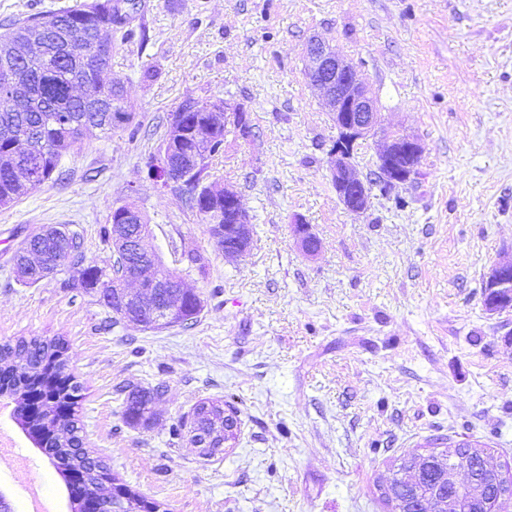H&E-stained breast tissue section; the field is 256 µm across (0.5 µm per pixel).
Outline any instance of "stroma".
Here are the masks:
<instances>
[{"label": "stroma", "mask_w": 512, "mask_h": 512, "mask_svg": "<svg viewBox=\"0 0 512 512\" xmlns=\"http://www.w3.org/2000/svg\"><path fill=\"white\" fill-rule=\"evenodd\" d=\"M108 75L139 125L87 129L60 174L0 209V343L59 337L83 386L86 444L161 512H390L381 489L401 458L467 440L512 471V312L483 303L512 258V0H141ZM319 36L377 99L378 135L353 163L375 168L381 133L419 139L420 184L373 190L362 215L332 185L338 131L306 79ZM188 97L251 115L227 135L212 179L233 185L253 228L242 255L218 249L146 161ZM404 199L395 206L394 197ZM142 213L147 249L204 307L195 325L116 320L68 268L19 281L12 256L35 230L78 234L112 265L114 207ZM319 238L306 256L294 217ZM163 386L150 427L123 415L124 389ZM202 400L230 404L239 440L207 459L185 425ZM29 473L0 462V491L26 512H72L62 475L0 396V437Z\"/></svg>", "instance_id": "35a3bbf8"}]
</instances>
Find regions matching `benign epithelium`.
Instances as JSON below:
<instances>
[{
    "instance_id": "benign-epithelium-1",
    "label": "benign epithelium",
    "mask_w": 512,
    "mask_h": 512,
    "mask_svg": "<svg viewBox=\"0 0 512 512\" xmlns=\"http://www.w3.org/2000/svg\"><path fill=\"white\" fill-rule=\"evenodd\" d=\"M306 51L312 61L306 74L307 80L320 92L339 131V137L330 150V172L336 194L349 212L358 215L365 211L361 202L370 199L373 187L390 190L419 178L424 147L419 140L409 136H389L385 138L378 153L374 177H361L352 164V158L359 141L375 134L377 130V101L359 78L357 66L329 44L312 37L307 41ZM200 110L204 111V120L202 128L195 132L198 148L189 157V162L182 164L175 161L171 152L163 146L149 157V168L156 181L166 190L196 199L198 192L205 187L218 201L224 203V207L232 209L233 223L224 226L214 224L212 228L214 242L219 243L228 236L232 238L231 244L224 250V256L234 257L250 247L249 217L236 189L229 185L215 187L209 180L208 147L214 135L227 126L235 130L237 137L250 139L253 135L251 117L241 107L228 111L227 104L222 101L213 102L203 110L198 101L189 98L169 115L167 141H180L183 116ZM112 221L117 223L112 247L136 252L144 249L143 239L147 230L126 236L124 225L132 223L134 217L124 206L112 209ZM295 227L303 253L316 255L318 250L313 246L310 225L298 219ZM485 285L484 304L489 313L500 314L512 309V259L495 264L486 276ZM106 289L112 292V304L123 320L138 324L142 318L147 317L158 326L172 319L173 301L181 298L185 291L182 281L174 274L160 281L154 279L151 268L145 262L127 272L121 281L106 286ZM211 421L209 427L196 423L190 430L191 441L205 455L223 452L224 447L233 445L238 433V419L228 410L224 411L221 418L213 417ZM479 455L476 445L457 449L454 465L446 469L442 481L462 495L493 496L496 505L501 507L511 504L512 490L499 485L497 475H489L482 487L468 477L469 470L480 463L477 459ZM461 474L465 475V479H459Z\"/></svg>"
}]
</instances>
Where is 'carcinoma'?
Returning a JSON list of instances; mask_svg holds the SVG:
<instances>
[{"instance_id":"carcinoma-1","label":"carcinoma","mask_w":512,"mask_h":512,"mask_svg":"<svg viewBox=\"0 0 512 512\" xmlns=\"http://www.w3.org/2000/svg\"><path fill=\"white\" fill-rule=\"evenodd\" d=\"M113 0H90L72 6L50 10L44 14L24 18L11 24L0 34V158L13 155L27 157L31 167L27 179L16 178L7 164L0 165V207L17 202L30 190L52 179L58 171L60 160L80 138L88 127L99 128L108 133L125 129L133 121V111L124 83H106L104 98L96 102L83 100V85L97 83V77L85 70L83 57L97 50L104 34L118 31L127 25L119 15ZM49 24L42 37L43 50L39 53L21 55L25 33L34 23ZM74 27L82 28L84 39L74 45L65 36ZM19 71L26 75L27 84L24 101L16 100L6 88L5 74ZM209 191L201 192L198 199L200 222L229 224L224 213L209 218L203 213L211 209V202L205 199ZM33 250L43 256V270H54L57 259L67 252L68 267L73 279L83 288L94 290L104 277L116 280L122 269L130 268L138 256L121 255L112 264V274L97 264L85 262L80 254V242L62 228H51L44 236L30 241ZM202 310L200 297L191 291L181 298L177 315L172 326L194 325ZM64 342L60 338H19L15 342L0 344V372L7 376L0 378V395L15 398L22 405L23 398L32 394L53 399L49 404L52 414L50 422L41 419L17 417L23 429L37 431L40 437L36 443L44 450L53 463L67 471H80L84 482L79 491L84 497L104 496L112 492L115 481L110 468L100 457L93 455L83 446L77 408L82 399V385L68 372L64 357ZM162 390L158 387L132 391L125 399L124 417L134 425L147 427L154 419L153 405ZM65 429L67 439L59 441L54 428ZM424 475L414 484L395 477L390 483L392 496L401 500L434 497L437 480L442 474L440 461L432 455L421 462ZM450 504H442L441 512H495L497 506L475 507L469 500L460 501L454 493H448Z\"/></svg>"}]
</instances>
